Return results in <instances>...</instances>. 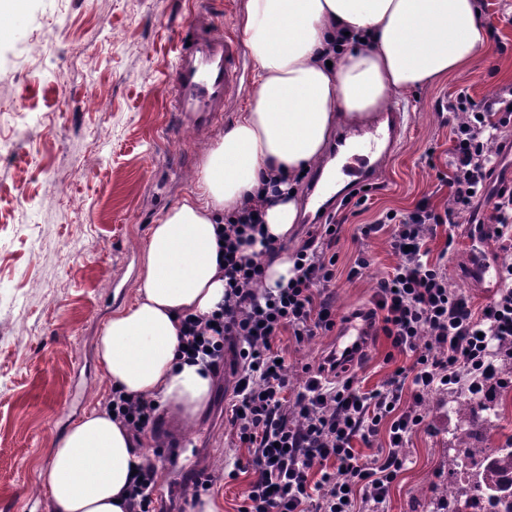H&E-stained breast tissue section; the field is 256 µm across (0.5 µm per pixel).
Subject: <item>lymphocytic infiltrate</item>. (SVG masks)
<instances>
[{"label":"lymphocytic infiltrate","mask_w":512,"mask_h":512,"mask_svg":"<svg viewBox=\"0 0 512 512\" xmlns=\"http://www.w3.org/2000/svg\"><path fill=\"white\" fill-rule=\"evenodd\" d=\"M448 110V205L389 211L361 230L366 237L388 231L398 258L378 281L368 316L394 349L414 356L382 389L363 392L318 371L296 381L276 344L285 332L301 343L334 330L336 257L330 249L337 225H327L322 241H308L295 253L293 277L273 292L261 286L263 259L284 246L265 239L258 204L225 217L224 306L209 316L185 317L180 342L183 357L201 359L215 372L224 367L225 342L237 346L240 383L228 422L249 453L237 469L253 474L241 512H352L357 502L365 512H378L405 465L404 444L426 425L428 396L464 380L480 390L494 378L491 353L512 343V258L501 261V289L477 309L452 288L429 244L481 201L490 207L486 221L498 239H512V192L486 191L499 156L495 146L512 128V86L479 101L459 93ZM255 242L262 253H242V244ZM106 407L134 434L155 429V399L116 391ZM383 432L388 446L378 453L363 456L352 446L354 438L368 445Z\"/></svg>","instance_id":"1"}]
</instances>
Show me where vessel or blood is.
<instances>
[{"instance_id":"1","label":"vessel or blood","mask_w":512,"mask_h":512,"mask_svg":"<svg viewBox=\"0 0 512 512\" xmlns=\"http://www.w3.org/2000/svg\"><path fill=\"white\" fill-rule=\"evenodd\" d=\"M190 42H179L174 61V76L170 87L169 104L176 112L177 131L199 126L209 118L223 114L230 93L239 84L238 37L232 32H220L207 23L203 15H196ZM386 125H373L357 132L343 166L353 188L372 184L378 159L384 158L404 134V109L394 107L386 115ZM335 176L317 177L307 203L314 211L315 220L328 213L327 204L336 196ZM468 275L474 287L487 291L501 285L499 265L486 260L479 250L469 253ZM372 330L364 316H348L337 328L332 347L336 364L357 357Z\"/></svg>"}]
</instances>
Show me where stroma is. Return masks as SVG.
<instances>
[{
    "label": "stroma",
    "instance_id": "stroma-1",
    "mask_svg": "<svg viewBox=\"0 0 512 512\" xmlns=\"http://www.w3.org/2000/svg\"><path fill=\"white\" fill-rule=\"evenodd\" d=\"M225 0H23L0 19V512H47L41 474L56 438L109 396L96 344L114 311L130 302L148 231L192 190L206 151L250 100L254 60L238 58L242 90L228 112L203 132L174 134L168 88L177 38L198 9L215 27H239L247 0L232 14ZM492 34L489 55L469 73L453 74L402 97L411 107L407 134L386 162L380 184L356 215L345 216L332 247L337 318L368 309L377 281L396 264L386 233L361 229L383 212H408L421 201L441 209L448 188V112L441 104L460 91L476 100L512 85V0H479ZM467 228L453 246L444 237L453 288L474 306L489 296L463 277ZM369 265L348 272L358 256ZM332 335L279 345L293 369L324 362ZM233 351L224 355L210 403L193 424L160 413L156 434L142 437L151 461L189 453L210 481L222 512H239L251 473H238L247 449L237 447L224 417L235 377ZM383 334L336 369L362 391L384 384L405 362ZM455 396L438 392L423 409L428 429L414 433L405 466L381 512H432V488L446 484L444 460L458 426ZM165 512H196L191 483L158 472Z\"/></svg>",
    "mask_w": 512,
    "mask_h": 512
}]
</instances>
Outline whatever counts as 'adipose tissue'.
Instances as JSON below:
<instances>
[{
    "label": "adipose tissue",
    "instance_id": "ef3b65f1",
    "mask_svg": "<svg viewBox=\"0 0 512 512\" xmlns=\"http://www.w3.org/2000/svg\"><path fill=\"white\" fill-rule=\"evenodd\" d=\"M242 34L255 62L250 106L204 157L195 189L151 225L134 301L97 346L109 386L150 396L184 421L208 406L214 376L181 357L180 319L224 302V218L263 187L264 226L284 242L297 183L334 129L489 54L477 0H248ZM145 456L111 413L92 410L57 438L42 473L48 512H127Z\"/></svg>",
    "mask_w": 512,
    "mask_h": 512
}]
</instances>
